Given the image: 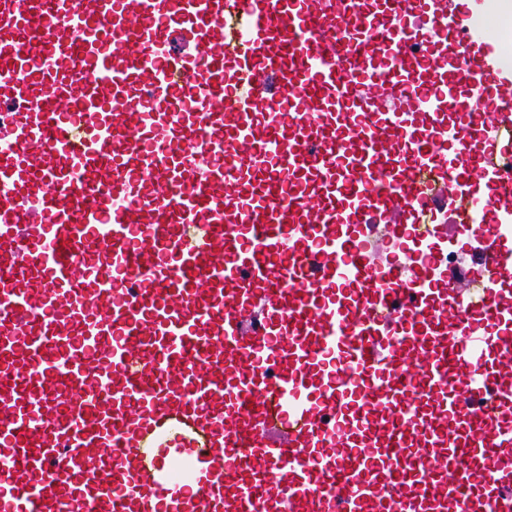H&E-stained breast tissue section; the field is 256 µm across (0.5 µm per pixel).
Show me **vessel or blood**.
Wrapping results in <instances>:
<instances>
[{"label":"vessel or blood","instance_id":"obj_1","mask_svg":"<svg viewBox=\"0 0 512 512\" xmlns=\"http://www.w3.org/2000/svg\"><path fill=\"white\" fill-rule=\"evenodd\" d=\"M499 6L0 0V512H512Z\"/></svg>","mask_w":512,"mask_h":512}]
</instances>
